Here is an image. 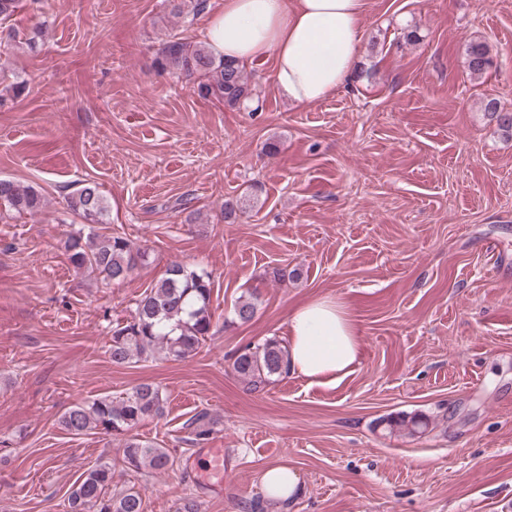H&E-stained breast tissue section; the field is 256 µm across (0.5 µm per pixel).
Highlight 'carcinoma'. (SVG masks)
I'll list each match as a JSON object with an SVG mask.
<instances>
[{
  "label": "carcinoma",
  "mask_w": 512,
  "mask_h": 512,
  "mask_svg": "<svg viewBox=\"0 0 512 512\" xmlns=\"http://www.w3.org/2000/svg\"><path fill=\"white\" fill-rule=\"evenodd\" d=\"M171 12L180 17L203 9V0H169ZM465 63L469 73L482 77L493 64L489 45L473 40L466 44ZM158 64L182 79L197 85L200 95L236 108L256 95V88L245 69L212 53L203 42L189 43L173 37L162 43ZM484 111L494 117L502 129L512 132V113L500 109L493 99ZM18 213L37 214L44 208L41 194L30 186L0 178V204ZM69 210L85 224H103L108 212L106 198L97 184H82L68 197ZM69 263L76 269L96 274L107 283H121L149 258L147 250L133 247L121 235L90 232L72 234L63 241ZM213 288L211 276L180 262L171 263L165 275L136 301L131 320L112 330L107 354L115 365L146 361L150 358L183 361L205 343L212 330L210 309ZM257 297L239 299L233 307L241 323L257 313ZM232 371L251 390H261L288 371V349L277 338L246 347L232 362ZM164 398L151 383L133 387L125 396H110L73 405L61 415L58 424L70 435L92 431L124 436L123 463L133 472L161 474L172 464L164 448H157L129 435L138 424L164 413ZM215 421L202 412L190 419L185 428L191 443L202 446L213 432ZM399 425L416 436L426 431L428 422L416 417L401 418ZM112 485V465L100 462L71 487L68 502L71 512H143L140 491L130 488L117 495Z\"/></svg>",
  "instance_id": "cac0c4a2"
}]
</instances>
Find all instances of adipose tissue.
<instances>
[{"label":"adipose tissue","instance_id":"obj_1","mask_svg":"<svg viewBox=\"0 0 512 512\" xmlns=\"http://www.w3.org/2000/svg\"><path fill=\"white\" fill-rule=\"evenodd\" d=\"M363 0H224L205 40L214 54L239 65L272 58L274 83L291 104L309 105L351 77L361 40ZM288 370L334 385L360 361V340L344 308L311 300L288 319Z\"/></svg>","mask_w":512,"mask_h":512}]
</instances>
